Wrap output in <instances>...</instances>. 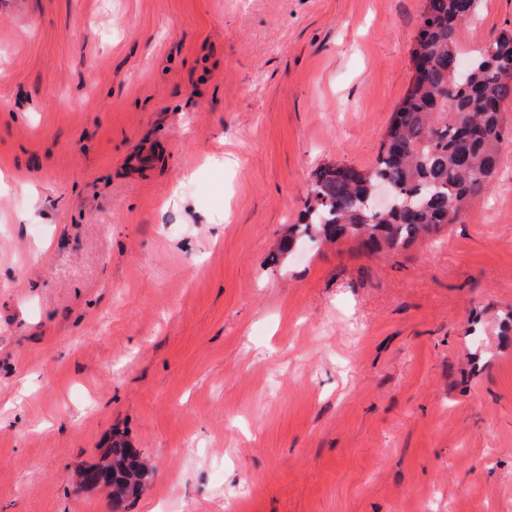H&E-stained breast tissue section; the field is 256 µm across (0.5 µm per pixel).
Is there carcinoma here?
<instances>
[{"label": "carcinoma", "mask_w": 512, "mask_h": 512, "mask_svg": "<svg viewBox=\"0 0 512 512\" xmlns=\"http://www.w3.org/2000/svg\"><path fill=\"white\" fill-rule=\"evenodd\" d=\"M481 0H425L411 52L414 75L392 113L368 169L327 164L312 176L298 223L282 244L291 253L303 238L360 240L373 252H396L458 221L463 205L489 188L499 151L512 139L505 104L512 101V29L472 51L462 68L458 33L476 18ZM378 181L396 204L377 216L366 197ZM104 475L113 512H124L153 469L137 449L112 441L100 460L81 469L85 484Z\"/></svg>", "instance_id": "obj_1"}]
</instances>
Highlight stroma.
I'll return each instance as SVG.
<instances>
[{
	"label": "stroma",
	"instance_id": "stroma-1",
	"mask_svg": "<svg viewBox=\"0 0 512 512\" xmlns=\"http://www.w3.org/2000/svg\"><path fill=\"white\" fill-rule=\"evenodd\" d=\"M423 8L0 0V512H112L71 476L116 436L130 512H512V142L432 241L279 252Z\"/></svg>",
	"mask_w": 512,
	"mask_h": 512
}]
</instances>
